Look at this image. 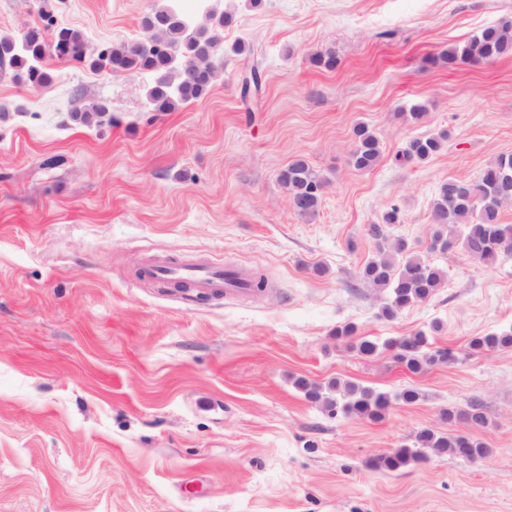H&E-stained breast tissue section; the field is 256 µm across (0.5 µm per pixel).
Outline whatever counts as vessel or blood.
<instances>
[{
	"label": "vessel or blood",
	"mask_w": 512,
	"mask_h": 512,
	"mask_svg": "<svg viewBox=\"0 0 512 512\" xmlns=\"http://www.w3.org/2000/svg\"><path fill=\"white\" fill-rule=\"evenodd\" d=\"M144 272L165 287L183 284L201 293L218 291L239 299L254 293V275L250 270L206 259L183 262L161 259L149 262Z\"/></svg>",
	"instance_id": "1"
}]
</instances>
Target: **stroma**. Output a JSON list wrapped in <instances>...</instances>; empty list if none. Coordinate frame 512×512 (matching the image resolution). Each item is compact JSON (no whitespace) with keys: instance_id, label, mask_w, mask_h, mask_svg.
<instances>
[{"instance_id":"35a3bbf8","label":"stroma","mask_w":512,"mask_h":512,"mask_svg":"<svg viewBox=\"0 0 512 512\" xmlns=\"http://www.w3.org/2000/svg\"><path fill=\"white\" fill-rule=\"evenodd\" d=\"M157 2L0 0V35L74 27L94 54L137 39ZM233 3L223 73L171 112L148 111L143 75L54 57L48 87L0 79V512H512V348L468 347L512 327V253L483 268L426 251L445 287L390 320L361 276L367 225L398 206L391 237L425 247L438 187L512 154V54L438 59L512 0ZM241 40L262 65L247 106ZM318 52L336 68L313 67ZM92 102L110 122L71 121ZM418 102L427 115L404 120ZM361 123L382 146L368 171L350 163ZM441 131L436 155L400 160ZM299 158L327 181L311 218L278 180ZM151 255L264 283L248 302L160 291L140 275ZM346 325L381 343L427 331L457 360L412 373L390 350L358 355L335 336ZM300 377L420 397L379 422L336 418ZM474 400L488 457L369 468Z\"/></svg>"}]
</instances>
